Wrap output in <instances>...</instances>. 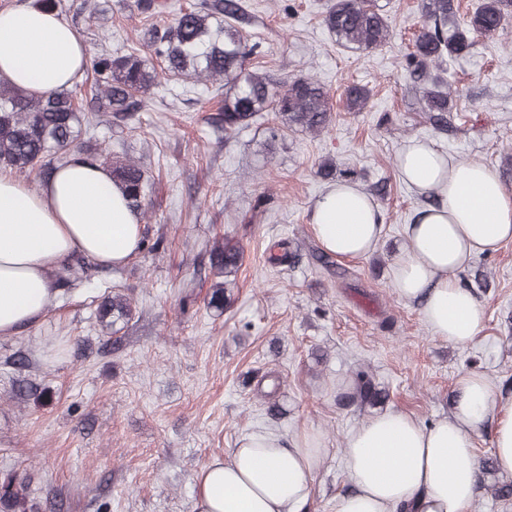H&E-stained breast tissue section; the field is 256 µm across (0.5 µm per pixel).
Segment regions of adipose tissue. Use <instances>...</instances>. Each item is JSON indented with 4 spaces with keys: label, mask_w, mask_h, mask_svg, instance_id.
Returning <instances> with one entry per match:
<instances>
[{
    "label": "adipose tissue",
    "mask_w": 512,
    "mask_h": 512,
    "mask_svg": "<svg viewBox=\"0 0 512 512\" xmlns=\"http://www.w3.org/2000/svg\"><path fill=\"white\" fill-rule=\"evenodd\" d=\"M88 51L56 12L22 6L0 12V79L27 93L73 88ZM398 172L417 192L437 198L407 228L391 266L397 295L421 302L433 335L472 343L482 321L475 296L456 272L479 253L512 240V191L490 168L458 161L414 139ZM372 197L350 182L333 184L314 203L312 231L326 252L367 255L382 235ZM143 227L108 168L81 158L54 170L39 191L0 176V337L40 323L57 305L59 275L79 255L121 264L141 246ZM493 424L500 472L512 475V405L499 404L487 376L462 375L447 418L425 425L395 410L375 414L346 436L344 456L353 492L337 512H468L480 478L474 441ZM325 455L316 434L286 446L278 436H246L228 456H215L194 477L192 512H307Z\"/></svg>",
    "instance_id": "obj_1"
}]
</instances>
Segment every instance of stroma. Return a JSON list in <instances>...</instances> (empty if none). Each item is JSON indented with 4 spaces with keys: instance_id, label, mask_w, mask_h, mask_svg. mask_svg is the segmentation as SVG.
Instances as JSON below:
<instances>
[{
    "instance_id": "1",
    "label": "stroma",
    "mask_w": 512,
    "mask_h": 512,
    "mask_svg": "<svg viewBox=\"0 0 512 512\" xmlns=\"http://www.w3.org/2000/svg\"><path fill=\"white\" fill-rule=\"evenodd\" d=\"M193 0H167L145 21L135 0H63L62 18L90 57L140 47L150 24L170 23ZM258 43L249 67L273 80L310 77L327 89L328 129L312 135L280 127L264 112L238 133L217 132L209 119L220 102L212 90L166 80L126 125L85 113L80 140L145 165L149 237L158 253L126 264L121 282L136 307L120 333L102 325L97 306L113 281L111 267L82 277L38 329L0 339V474L28 482L41 512H192L195 472L228 454L254 431L293 443L317 433L326 450L310 512H336L352 483L344 459L347 433L373 409L342 401L338 383L364 370L384 388L385 408L423 424L448 417L457 379L477 371L500 403L512 404V241L478 254L491 282L476 292L483 310L465 347L436 338L418 303L400 299L391 263L404 249L406 226L433 205L396 168L400 148L416 138L455 159L503 172L512 160V17L503 35L477 39L448 59L454 92L448 124L438 130L422 112L402 64L425 24L421 0H377L390 37L354 52L324 27L330 0H242ZM370 91L360 112L345 107L344 89ZM356 172L384 219L375 250L337 259L336 274L313 264L314 201L330 187L324 167ZM229 236L243 249L229 278L230 309L206 305L215 281L207 251ZM300 259L270 263L279 242ZM195 302L181 312L179 301ZM30 366L18 371L14 356ZM274 391L281 413L266 414Z\"/></svg>"
}]
</instances>
